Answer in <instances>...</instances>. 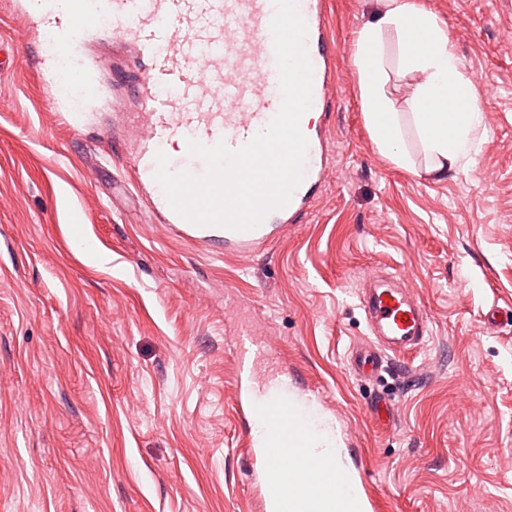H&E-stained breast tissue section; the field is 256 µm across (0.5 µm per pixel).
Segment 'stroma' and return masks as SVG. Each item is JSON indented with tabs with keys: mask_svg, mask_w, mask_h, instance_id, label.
Instances as JSON below:
<instances>
[{
	"mask_svg": "<svg viewBox=\"0 0 512 512\" xmlns=\"http://www.w3.org/2000/svg\"><path fill=\"white\" fill-rule=\"evenodd\" d=\"M340 82L333 171L300 224L254 256L180 239L128 183L140 109L131 44L90 47L102 100L58 125L34 50L0 0V512H245L232 362L320 391L377 512H512V0H420L485 113L475 165L396 167L366 128L353 66L373 0H329ZM401 276L431 318L420 351L357 380L366 271ZM391 407L381 427L376 397Z\"/></svg>",
	"mask_w": 512,
	"mask_h": 512,
	"instance_id": "obj_1",
	"label": "stroma"
}]
</instances>
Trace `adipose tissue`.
<instances>
[{"mask_svg":"<svg viewBox=\"0 0 512 512\" xmlns=\"http://www.w3.org/2000/svg\"><path fill=\"white\" fill-rule=\"evenodd\" d=\"M362 26L353 65L366 127L380 153L398 168L415 167L420 150L437 179L474 165L485 135V113L437 16L417 0H376ZM414 74L407 112L390 91L391 68Z\"/></svg>","mask_w":512,"mask_h":512,"instance_id":"1","label":"adipose tissue"}]
</instances>
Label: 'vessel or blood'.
Here are the masks:
<instances>
[{
    "label": "vessel or blood",
    "instance_id": "b4317fda",
    "mask_svg": "<svg viewBox=\"0 0 512 512\" xmlns=\"http://www.w3.org/2000/svg\"><path fill=\"white\" fill-rule=\"evenodd\" d=\"M298 8L313 67L310 109L322 112L339 81L336 44L325 0H298ZM15 9L30 20L53 15L55 2L17 0ZM274 14L273 0H82L80 10L49 30L37 46L42 61L54 63L66 55L78 62L73 70L78 96L54 97L56 122L69 128L83 117L80 99L93 96L99 83L85 58L87 43L108 32L135 46L148 67L139 81L146 132L132 159L133 179L151 190L154 211L168 231L201 245L223 240L225 252L234 255L251 256L266 248L313 207L329 176L325 127L301 119L308 140L303 180L286 207L269 212L247 231L198 226L181 218L155 179V156L175 135L236 150L269 125L282 103L270 28ZM356 295L368 329L367 339L355 342L348 353V368L356 378L378 376L393 360L423 347L431 334L429 314L398 277L364 275ZM267 347L266 341L247 338L233 368L235 412L243 424L239 443L250 461L258 512H348L353 504L359 512H372L363 479L349 472L338 453H324L311 442L319 417L315 403L301 401L278 375L252 373V355ZM309 455L321 457L320 470L296 480ZM340 473L345 481H337Z\"/></svg>",
    "mask_w": 512,
    "mask_h": 512
}]
</instances>
